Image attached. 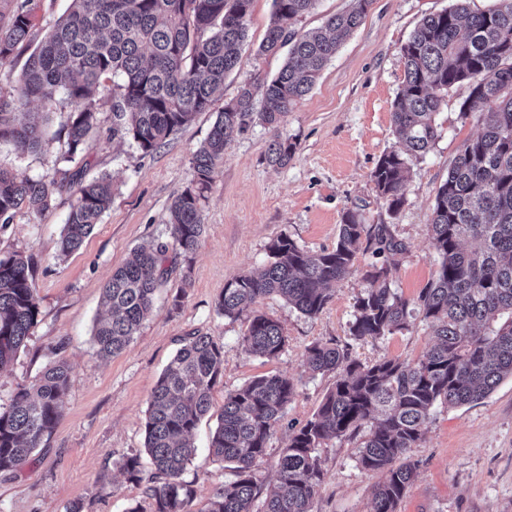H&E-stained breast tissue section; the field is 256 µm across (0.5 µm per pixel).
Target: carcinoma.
I'll use <instances>...</instances> for the list:
<instances>
[{"instance_id": "carcinoma-1", "label": "carcinoma", "mask_w": 512, "mask_h": 512, "mask_svg": "<svg viewBox=\"0 0 512 512\" xmlns=\"http://www.w3.org/2000/svg\"><path fill=\"white\" fill-rule=\"evenodd\" d=\"M271 23L258 47L261 55L288 48L270 79L241 86L236 99L217 114L207 139L194 154L191 186L170 205L169 240L134 251L103 288L110 316L92 333L96 355L124 351L153 310L157 291L190 263L204 232L201 201L224 161L229 135L254 119L276 128L313 88L325 66L365 17L372 0H350L329 16L321 31L301 33L299 17L317 0H272ZM252 0H71L68 12L27 58L11 92L0 93V145L30 149L43 131L19 118L30 102L44 112L61 100L71 105L64 127V159L85 157L98 133L97 114L112 112V138L129 139L145 155L160 148L192 117L223 93L224 77L239 63ZM27 0L0 26V68L25 48L31 21ZM402 88L391 119L403 146L385 151L371 172L377 195L394 213L406 202L410 163L426 156L439 138L435 117L449 93L463 88L462 118L477 119L481 132L464 143L439 186L429 224L435 272L415 299L398 293L393 257L406 245L387 224H365L347 210L330 250L311 253L288 236L268 247L269 262L257 274L229 282L215 309L243 317L245 351L279 357L287 345L281 325L259 312L264 297L277 294L301 314L318 316L331 287L348 278L365 242L371 257L364 287L355 299L348 335L354 342L377 340L408 329L420 318L435 337L418 359L383 358L364 363L350 345L316 342L305 352L313 374L336 381L305 424L291 429L275 484L260 507L255 467L291 401L293 382L280 375L256 377L224 396V410L209 452L231 465L234 480L213 493L204 512H311L323 479L317 448L329 439H354L357 460L382 481L373 491L372 512H397L418 462L407 456L421 440L438 406L457 407L485 398L512 377V0H495L470 12L466 0L424 17L402 44ZM109 99L100 97L114 77ZM293 145L274 140L268 162L288 164ZM73 194L58 252L81 248L112 204L106 176L81 182L65 171L60 178L32 179L0 162V225L25 207L48 210L56 195ZM478 242L467 249L466 240ZM39 298L33 266L18 254L0 256V370L38 324ZM224 348L197 331L160 375L148 400L144 454L151 471L146 493L154 512H192L193 490L181 476L195 454L192 441L209 412L211 393L223 375ZM69 368L50 363L31 389H20L0 406V473L13 472L41 447L63 416ZM140 482L141 454L121 464Z\"/></svg>"}]
</instances>
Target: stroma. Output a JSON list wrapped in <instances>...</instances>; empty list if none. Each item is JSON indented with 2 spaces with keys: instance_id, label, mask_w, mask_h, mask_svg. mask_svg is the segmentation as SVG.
Returning a JSON list of instances; mask_svg holds the SVG:
<instances>
[{
  "instance_id": "35a3bbf8",
  "label": "stroma",
  "mask_w": 512,
  "mask_h": 512,
  "mask_svg": "<svg viewBox=\"0 0 512 512\" xmlns=\"http://www.w3.org/2000/svg\"><path fill=\"white\" fill-rule=\"evenodd\" d=\"M450 3L373 0L361 25L278 128L255 122L231 136L203 202L205 232L189 279L173 274L129 347L105 361L95 357L91 343L94 322L103 313L105 281L132 249L165 238L170 204L188 186L192 157L225 102L237 96L245 81L272 77L283 63L257 53L272 0H253L240 61L224 81L223 98L197 113L153 154L113 139L112 114L104 110L98 115L101 132L86 160L67 162L60 138L70 112L66 106L51 114L41 149L0 148V161L26 176L52 178L68 169L86 180L110 175L114 187L101 224L68 257H58L56 242L69 197L56 198L43 213L19 210L0 228V254L19 252L31 259L40 300L32 336L0 371V403L32 387L49 362L61 359L70 367L63 416L53 434L15 474H0V512H65L73 503L81 512H127L133 505L153 512L144 483L130 480L121 462L143 448L148 398L189 332L210 334L224 345L223 378L212 391L211 410L196 430V454L182 475L195 494L194 512H204L214 490L233 478L208 451L228 392L271 374L288 377L296 387L284 424L270 437L255 471L264 489L275 478L289 427L310 419L335 382L334 376L307 372L308 346L348 344L364 362L414 361L431 346L433 338L418 320L392 336L350 343L348 325L364 286L357 272L336 284L332 299L313 319L276 295L258 303L288 339L283 353L272 360L245 353L246 322L217 315L215 302L228 282L268 263V247L278 236L310 252L332 248L345 211L354 208L365 223L392 225L405 242L407 251L394 274L399 292L416 297L430 280L435 261L428 224L436 191L463 144L480 131L476 121L461 118L458 93H449L436 117L440 136L434 148L412 165L399 213L378 197L370 174L383 152L396 144L391 105L403 80L400 47L422 18ZM277 139L295 146L283 167L267 160ZM318 454L324 481L311 512H371L380 476L359 466L354 442L332 439ZM410 454L419 469L398 512H512V378L478 402L437 409Z\"/></svg>"
}]
</instances>
